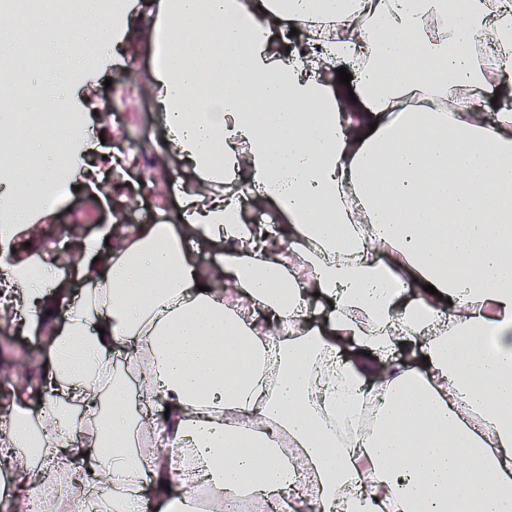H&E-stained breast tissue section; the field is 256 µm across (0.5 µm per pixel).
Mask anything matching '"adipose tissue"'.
Returning <instances> with one entry per match:
<instances>
[{
	"label": "adipose tissue",
	"instance_id": "ef3b65f1",
	"mask_svg": "<svg viewBox=\"0 0 512 512\" xmlns=\"http://www.w3.org/2000/svg\"><path fill=\"white\" fill-rule=\"evenodd\" d=\"M316 15L334 23L320 51L280 49ZM77 25L99 51L49 45L59 70L0 129L48 96L72 108V76L95 77L142 28L167 130L158 158L183 165V229L160 219L80 238L90 287L76 301L53 293L49 250L40 278L15 254L0 283L20 327L62 320L39 456L66 451L76 472L105 475L95 494L73 486L66 512H197V480L230 501H280L295 480L286 438L318 487L290 512H470L476 499L512 512V101L470 106L487 92L478 36L512 78V0L466 12L456 0H158L148 14L120 0L118 19L91 8ZM350 66L351 85L320 76ZM200 83L206 123L191 116ZM87 127L53 152L39 133L0 152L17 231L46 218L39 199L58 173L93 190L112 172V159L85 161ZM245 195L278 223H244ZM203 243L219 251L207 268ZM116 352L137 369L142 417ZM369 398L374 428L341 445L330 415ZM137 430L167 454L136 448Z\"/></svg>",
	"mask_w": 512,
	"mask_h": 512
}]
</instances>
